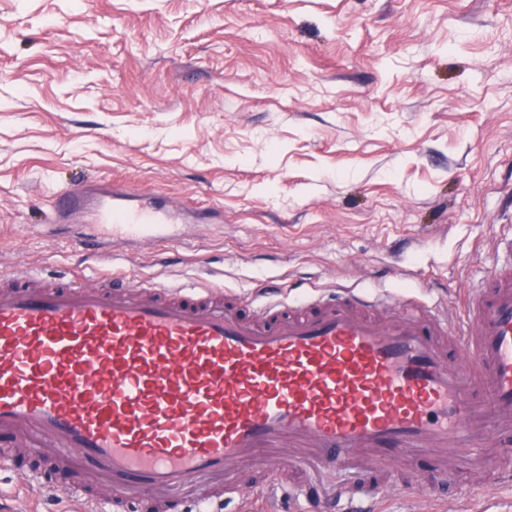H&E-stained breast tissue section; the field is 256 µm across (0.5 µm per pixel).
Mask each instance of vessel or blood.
Listing matches in <instances>:
<instances>
[{"mask_svg": "<svg viewBox=\"0 0 512 512\" xmlns=\"http://www.w3.org/2000/svg\"><path fill=\"white\" fill-rule=\"evenodd\" d=\"M91 205L125 237L167 232L172 213L125 190L57 197ZM485 288L454 318L395 295L330 288L298 305L208 286L148 289L118 273L45 285L39 268L0 274V437L78 450L80 472L154 496L200 477L232 491L236 470L271 448H305L348 468L350 454L469 458L499 436L512 481V238ZM470 352L459 367L449 348Z\"/></svg>", "mask_w": 512, "mask_h": 512, "instance_id": "vessel-or-blood-1", "label": "vessel or blood"}]
</instances>
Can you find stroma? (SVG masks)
Here are the masks:
<instances>
[{
  "label": "stroma",
  "mask_w": 512,
  "mask_h": 512,
  "mask_svg": "<svg viewBox=\"0 0 512 512\" xmlns=\"http://www.w3.org/2000/svg\"><path fill=\"white\" fill-rule=\"evenodd\" d=\"M115 183L185 220L173 239L78 240L52 196ZM512 232V0H0V272L81 264L127 279L211 283L289 301L333 286L391 291L463 314ZM0 512H77L92 475L16 438ZM243 465L223 512H295L365 478L382 512H512V485L473 462ZM48 476L23 493L32 467ZM203 479L126 512H194Z\"/></svg>",
  "instance_id": "1"
}]
</instances>
